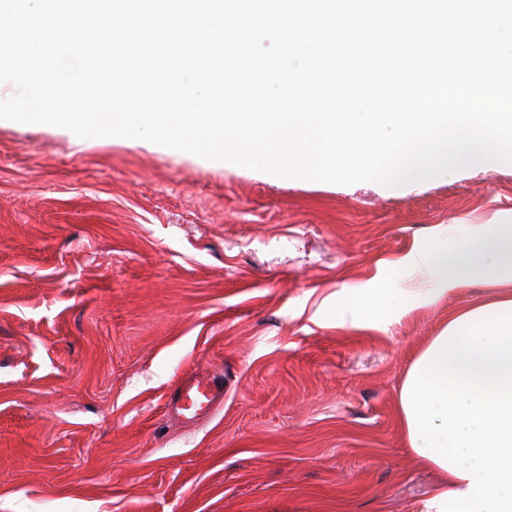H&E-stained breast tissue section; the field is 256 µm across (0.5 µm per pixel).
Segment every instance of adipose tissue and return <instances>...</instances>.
Segmentation results:
<instances>
[{
    "label": "adipose tissue",
    "mask_w": 512,
    "mask_h": 512,
    "mask_svg": "<svg viewBox=\"0 0 512 512\" xmlns=\"http://www.w3.org/2000/svg\"><path fill=\"white\" fill-rule=\"evenodd\" d=\"M395 265L422 272L430 287L342 289L337 320L371 328L472 278L498 290L449 311L405 372L400 421L414 459L438 476L424 512H512V225H475L455 248L416 247Z\"/></svg>",
    "instance_id": "1"
}]
</instances>
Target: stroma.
<instances>
[{"mask_svg": "<svg viewBox=\"0 0 512 512\" xmlns=\"http://www.w3.org/2000/svg\"><path fill=\"white\" fill-rule=\"evenodd\" d=\"M493 219L512 165L392 193L0 120V512H420L402 380L491 290L380 330L336 294L429 287L384 261ZM195 375L224 397L188 421Z\"/></svg>", "mask_w": 512, "mask_h": 512, "instance_id": "35a3bbf8", "label": "stroma"}]
</instances>
